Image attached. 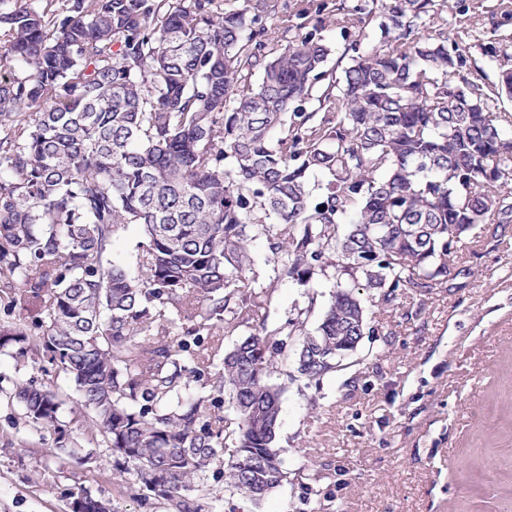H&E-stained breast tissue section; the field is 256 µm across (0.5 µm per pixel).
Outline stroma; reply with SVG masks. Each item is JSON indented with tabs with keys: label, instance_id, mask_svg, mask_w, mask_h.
<instances>
[{
	"label": "stroma",
	"instance_id": "obj_1",
	"mask_svg": "<svg viewBox=\"0 0 512 512\" xmlns=\"http://www.w3.org/2000/svg\"><path fill=\"white\" fill-rule=\"evenodd\" d=\"M448 34L489 81L512 68V0H449ZM268 327L304 315L320 322L336 282L324 255L309 282L277 279L266 238L250 243ZM365 334L319 386L279 360L278 447L288 481L235 512H512V224L476 228L457 247L447 287L397 290L380 305L362 293ZM0 354V512H65L86 490L115 512H150L114 469L105 443L83 444L91 461L52 454L8 396L38 377Z\"/></svg>",
	"mask_w": 512,
	"mask_h": 512
}]
</instances>
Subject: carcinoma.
<instances>
[{
    "instance_id": "cac0c4a2",
    "label": "carcinoma",
    "mask_w": 512,
    "mask_h": 512,
    "mask_svg": "<svg viewBox=\"0 0 512 512\" xmlns=\"http://www.w3.org/2000/svg\"><path fill=\"white\" fill-rule=\"evenodd\" d=\"M249 2L0 0V295L39 305L0 350L45 362L14 398L57 435L54 379H71L83 434L154 512H203L214 470L259 505L288 478L274 355L296 340V372L320 383L364 336L357 289L387 304L446 285L458 243L512 224V113L490 105L512 98V71L466 73L434 0L340 3L357 39L339 77L321 28L287 39L322 6L303 0L277 35L267 0ZM131 224L134 272L112 259ZM258 236L279 279L327 252L348 276L316 328L267 330Z\"/></svg>"
}]
</instances>
